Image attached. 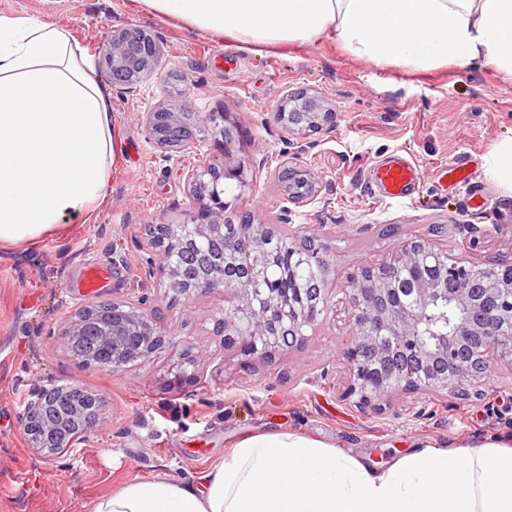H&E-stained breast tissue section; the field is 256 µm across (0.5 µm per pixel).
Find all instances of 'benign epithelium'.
Masks as SVG:
<instances>
[{"mask_svg":"<svg viewBox=\"0 0 512 512\" xmlns=\"http://www.w3.org/2000/svg\"><path fill=\"white\" fill-rule=\"evenodd\" d=\"M146 35L140 28L114 30L104 44V62L116 75L112 83L133 87L151 76L160 56V46L151 41V56L133 53L131 41ZM187 104L173 101L145 118L149 137L162 149L181 148L177 132L198 119L186 111ZM277 116L291 141L320 128L334 116L316 96L292 92L281 102ZM215 125L231 132L243 126L238 112H210ZM278 179L283 196L280 222L288 223L287 204L304 206L315 202L320 187L301 178L302 189L288 183V154H283ZM233 179L241 190L253 185V176L241 162L224 166L220 172L211 165H200L187 173L188 191L196 204L187 224H148L149 245L166 279L167 289L191 299L202 291H224V311L214 330L224 336V347L237 348L244 356L268 358L274 352L298 346L307 331L328 310L326 287L310 300L295 279L278 288L269 272L280 261L288 268L313 265L323 281H329L333 268L316 245L308 227L302 226L290 237L277 235L271 225L250 220L232 224L227 216L231 203L224 200L221 178ZM245 251L238 257L250 275L237 280L225 278L226 256L235 248ZM209 252L205 264L196 268L193 278L184 277V259L201 250ZM261 249L265 266L250 267L247 251ZM473 268L448 256L437 243L420 239L403 244L388 261L366 266L351 273L344 288L349 311V336L342 343L341 357L348 372L343 393L360 408L376 410L399 393L421 389L444 395L468 397L479 392L494 357L512 356V327L500 330L498 317L512 321V262L486 268L495 287L482 288L475 282ZM453 303L458 311L454 325L446 332L435 329L431 312L440 303ZM112 329H101V341L112 345V371L147 361L162 335L158 327L159 309L114 302ZM65 386L46 385L31 394L24 404L22 424L30 447L47 459L73 450L82 434L67 433V427L48 415Z\"/></svg>","mask_w":512,"mask_h":512,"instance_id":"1","label":"benign epithelium"}]
</instances>
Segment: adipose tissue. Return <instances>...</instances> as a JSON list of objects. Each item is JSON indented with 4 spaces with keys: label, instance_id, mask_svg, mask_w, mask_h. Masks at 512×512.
Segmentation results:
<instances>
[{
    "label": "adipose tissue",
    "instance_id": "adipose-tissue-1",
    "mask_svg": "<svg viewBox=\"0 0 512 512\" xmlns=\"http://www.w3.org/2000/svg\"><path fill=\"white\" fill-rule=\"evenodd\" d=\"M189 27L255 43L336 38L413 70L512 76V0H143ZM109 94L68 28L0 16V244L32 242L109 193ZM93 512H512V443H420L383 468L296 432L240 438L199 477L157 475Z\"/></svg>",
    "mask_w": 512,
    "mask_h": 512
}]
</instances>
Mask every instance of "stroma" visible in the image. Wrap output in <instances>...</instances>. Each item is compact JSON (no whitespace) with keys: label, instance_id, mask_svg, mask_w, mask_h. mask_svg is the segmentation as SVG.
Returning a JSON list of instances; mask_svg holds the SVG:
<instances>
[{"label":"stroma","instance_id":"stroma-1","mask_svg":"<svg viewBox=\"0 0 512 512\" xmlns=\"http://www.w3.org/2000/svg\"><path fill=\"white\" fill-rule=\"evenodd\" d=\"M0 15L67 27L102 79L110 30L144 29L161 48L154 74L136 89L109 87L117 158L106 201L86 221L32 243L0 246V512H92L97 498L129 482L199 476L248 433L299 431L381 467L419 441L512 438V359L504 356L494 359L484 394L466 400L420 391L395 397L379 412L340 396L350 273L388 261L400 245L419 239L437 242L465 265L512 261V199L484 168L485 157L512 139V78L482 67L420 73L377 65L327 37L249 43L156 15L138 0H0ZM296 91L318 96L335 114L291 163L322 181L329 201L292 207L283 225L281 185L270 170L286 148L276 112ZM181 97L193 112L243 117L249 148L242 158L257 179L237 216L254 214L281 233L308 225L335 269L330 309L302 346L248 359L213 330L223 292L187 300L162 286L146 225L187 223L188 170L203 161L224 165L211 138L190 139L189 149L171 153L149 140L144 114ZM395 156L419 170L401 200L383 196L370 180L373 166ZM263 159L269 170H259ZM453 164L471 171L480 207H472L464 188L441 184V169ZM91 262L109 265L112 279L103 293L85 297L78 284ZM112 299L159 307L165 340L145 364L114 373L80 364L60 345L80 309ZM174 334L184 340L182 353L166 343ZM200 351L209 362L190 364ZM49 383H77L97 394L105 418L76 450L42 461L23 432L22 402Z\"/></svg>","mask_w":512,"mask_h":512}]
</instances>
